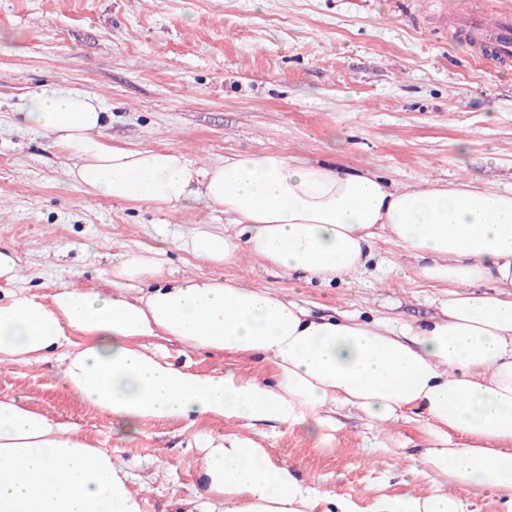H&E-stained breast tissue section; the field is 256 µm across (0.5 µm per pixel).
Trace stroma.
I'll return each mask as SVG.
<instances>
[{
    "instance_id": "obj_1",
    "label": "stroma",
    "mask_w": 512,
    "mask_h": 512,
    "mask_svg": "<svg viewBox=\"0 0 512 512\" xmlns=\"http://www.w3.org/2000/svg\"><path fill=\"white\" fill-rule=\"evenodd\" d=\"M503 5L512 0H0V250L15 251L20 286L44 296L104 286L116 255L147 253L161 231L238 230L201 198L142 209L86 196L69 182L65 156L3 108L36 85L95 95L112 144L176 149L200 168L241 149L280 150L401 189L471 178L489 192L512 191V62L462 37L471 18ZM159 261L165 272L234 276L317 313L396 326L437 320L448 300V282L423 277L418 261L384 239L351 284L295 285L248 256L219 267L174 246ZM188 358L201 373L267 374L254 358ZM4 397L27 399L115 449L146 512H180L200 457L195 435L234 429L151 420L126 436L66 392L53 360L0 364ZM337 420L320 442L275 423L258 440L323 490L351 497L357 512L407 494V457L430 440L423 419L401 417L379 433L353 409Z\"/></svg>"
}]
</instances>
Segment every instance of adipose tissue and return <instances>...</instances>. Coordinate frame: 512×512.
<instances>
[{
	"mask_svg": "<svg viewBox=\"0 0 512 512\" xmlns=\"http://www.w3.org/2000/svg\"><path fill=\"white\" fill-rule=\"evenodd\" d=\"M10 109L51 138L88 196L144 207L201 197L231 215L235 234L200 226L183 242L195 258L233 265L247 254L300 282H350L387 236L430 259L426 277L456 286L442 318L414 329L316 316L232 278H172L131 296L120 280L156 276L159 264L128 252L105 286L42 297L16 287L18 265L0 251V279L12 284L0 293L1 364L59 357L65 390L130 435L149 420L237 425L203 441L184 512H320L328 501L354 512L255 440L269 422L321 438L342 408L378 431L420 411L433 441L406 473L456 488L385 498L375 512H468V490L512 503V192L469 181L395 189L281 151H238L199 168L175 149L111 144L98 98L76 90L35 87ZM479 280L492 292L474 291ZM158 336L261 358L271 375L175 366L145 345ZM142 502L112 452L23 399L0 400V512H142Z\"/></svg>",
	"mask_w": 512,
	"mask_h": 512,
	"instance_id": "1",
	"label": "adipose tissue"
}]
</instances>
